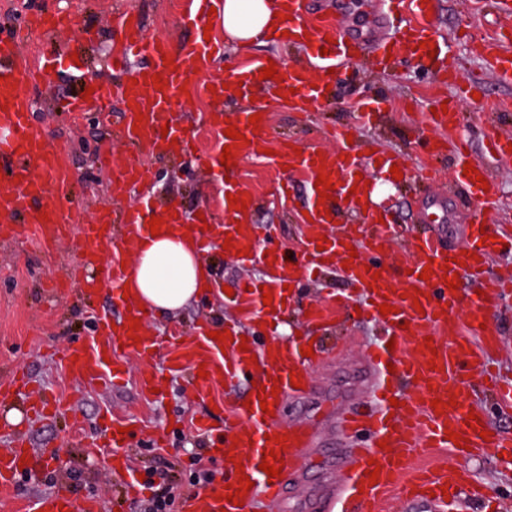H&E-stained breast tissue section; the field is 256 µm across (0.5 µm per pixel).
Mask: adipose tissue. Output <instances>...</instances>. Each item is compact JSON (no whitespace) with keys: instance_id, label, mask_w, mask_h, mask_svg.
<instances>
[{"instance_id":"1","label":"adipose tissue","mask_w":512,"mask_h":512,"mask_svg":"<svg viewBox=\"0 0 512 512\" xmlns=\"http://www.w3.org/2000/svg\"><path fill=\"white\" fill-rule=\"evenodd\" d=\"M279 0H224V33L229 44L248 45L281 36L286 23ZM211 271L195 234L184 226L137 238L128 269L130 300L159 313L176 312L203 295Z\"/></svg>"}]
</instances>
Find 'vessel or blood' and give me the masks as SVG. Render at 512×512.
<instances>
[{"label": "vessel or blood", "instance_id": "vessel-or-blood-1", "mask_svg": "<svg viewBox=\"0 0 512 512\" xmlns=\"http://www.w3.org/2000/svg\"><path fill=\"white\" fill-rule=\"evenodd\" d=\"M288 40L316 55L314 67L277 62L274 81L279 99L298 111L318 103L334 84L335 69L356 64L364 54H371L376 67L387 68L391 62L404 58L433 72L437 82L457 88L455 99L434 97V114L427 124L442 132H454L461 123L460 104L471 98L477 86L465 81L450 53L446 39L435 23V0H379L381 16L394 25L393 36L364 37L351 30L343 18L327 16L311 18L306 0H286ZM222 0H188L185 17L198 28H205L210 8L222 7ZM111 19L119 33V48L110 59L114 74L122 81L115 88L123 110L118 130L128 144L125 164L114 176L112 196L124 195L130 184H145L153 171L145 160L146 151L182 153L196 156V138L172 126L173 104L183 89L193 86L194 77L210 59L220 58L224 47L218 42L175 47L169 40L152 37L139 13L131 10L125 0H118ZM70 14L46 11L43 7L26 8L16 22L0 29V223L7 237H14L22 226L33 227L42 245H50L73 224L70 208L50 202L52 193L63 192L72 174L61 151L52 145L34 119L31 88H55L63 71L80 74L90 66L89 58L80 64L59 62L48 66L32 61L22 44L36 30L51 35L69 27ZM512 22L497 28L492 36L477 40L476 52L497 80L512 84ZM138 68H131L132 60ZM211 101L212 111L206 113L208 128L223 133L224 98L222 81H213L201 88ZM385 101L367 99L354 120L333 130L334 148L323 147L320 141L295 147L288 144L273 157L281 169L306 176L311 186V200L297 222L302 230V250L311 270H336L345 282L349 301L356 303L365 321L375 322L384 330L387 340L396 338V330L407 326L409 333L422 336L448 334L446 343L436 349L420 347L412 353L389 350L384 345L371 348L364 358L366 387L374 410L369 419L349 414L337 421L339 437L368 433L369 443L355 448L347 456L345 471L331 489L334 512H376L382 497L399 489L405 512H448L457 505L460 494L469 485L468 474L448 463L409 471L408 458L423 448H453L448 433L460 434L472 450L490 449L512 457V433L496 427L487 409L474 402V379L487 378L493 387L495 405L504 415L512 413V380L504 381L488 371L490 354L498 349L500 340L485 330L491 317L502 312L503 303L512 299V280L493 274L491 263L500 251L497 242L481 238V227H466L467 243L463 251L447 253L440 244L441 236L431 231L413 237L406 246V271L391 273L385 262L396 236L387 210L374 198L370 185L351 186L345 175L358 167V153L363 145L361 129L372 127L384 117ZM234 127L239 138L225 137L235 161L262 156L269 131L268 116L251 122L249 113H242ZM485 156L472 158L464 146H456L455 167L449 188H461L467 197L482 204L494 203L498 179L493 164L512 163V134L493 136L484 147ZM380 175H389L391 168H405L401 154L382 144H374L370 155ZM472 163L476 175H465V163ZM331 179L329 198H322L315 183L319 175ZM256 199L246 196L244 205H232V215L239 224L224 223V234L230 235L228 255L238 256L241 265L263 264L267 276L263 280L238 281L231 301H250L258 315L273 317L283 309L287 285L293 284L295 267L286 262L281 247L257 253L253 243L259 234L258 225L250 221ZM161 221V230L181 222L177 208H163L143 201L133 208L102 207L94 222L81 225L74 248L79 257L74 267L81 292L85 297L99 294L104 281H111L116 291H123L127 278L125 255L132 251L141 226L151 218ZM111 252L112 264L106 275H99L100 257ZM454 286H447V278ZM271 289V303H264V289ZM393 306L391 314H381L380 305ZM468 306L471 334L479 342L463 337L457 313ZM96 334L70 341L62 352L66 370L91 383H110L123 378L125 366L112 359V352H139L150 345L146 334L147 314L134 308L123 310L119 317L93 314ZM210 327H201L189 355L172 353L171 371H179L183 363L204 366L206 375L198 379V388H206L208 376L222 373L231 388H243L244 400L237 403L234 419L216 426L200 421L199 429L211 440H223L225 450L234 452L241 469L230 472L222 485L211 487L205 495L187 497L183 512H243L257 497L284 501L288 481L302 473L316 441L315 431L307 425L282 424L279 418L284 401L291 397L312 395L313 382L305 369L307 358L297 342L270 341L261 347L242 351L241 336L231 331L224 341L211 338ZM270 412H263V405ZM477 415L476 425H467L469 415ZM247 422L248 431H241L240 422ZM0 430L10 434L12 449L0 454V488L14 487L22 470L32 469L35 453L29 452V439L22 429L0 420ZM133 434L117 430L105 433L95 451L104 457L108 467L121 469L125 475L126 495L139 491V473L127 459V448ZM275 452L281 470L269 478L262 470L265 452ZM377 464V480H369L370 464ZM239 494L238 502H230V494ZM98 501H80L74 494L59 489L39 496L33 512H99Z\"/></svg>", "mask_w": 512, "mask_h": 512}]
</instances>
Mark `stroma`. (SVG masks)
<instances>
[{
    "mask_svg": "<svg viewBox=\"0 0 512 512\" xmlns=\"http://www.w3.org/2000/svg\"><path fill=\"white\" fill-rule=\"evenodd\" d=\"M147 21L149 35L164 37L174 45L193 41L199 30L182 21L183 0H126ZM310 9L319 15L343 14L346 20L363 25L366 30L379 25L378 0H309ZM110 0H83L73 25L54 39L33 33L27 45L31 59L49 58L62 51L80 53L94 60L82 77H63L55 92L34 93L36 119L46 137L62 152L73 173L69 187L72 205L80 223H91L98 208L110 203L109 173L97 164V154L106 150L114 165H121L124 145L114 140L112 124L88 114L74 118L56 109L53 97L75 93L82 82L100 86L103 103L109 112L116 113L120 104L114 97L115 77L108 65L110 49L117 38L110 30ZM486 0H436V21L442 34L452 39L453 51L464 59L466 73L482 68L470 45L455 41L462 23H469L477 32H487ZM275 55L292 64L302 56L301 50L287 41L252 44L245 48L225 47L221 60L199 73L200 84L219 79L225 74L245 67L260 56ZM256 104L271 112V140L292 137L295 144L314 140L331 126L352 121L364 94L386 98L390 115L378 133L388 146L401 149L410 175H419L427 165L423 138L435 137L436 132L424 125L426 103L432 93V82L426 69L404 59L390 71L377 73L366 68L352 67L336 77L332 96L307 112L293 111L281 102L270 80L259 81ZM486 96L462 104L463 124L458 133L488 132L512 127V87L487 81ZM210 105L198 89L188 90L175 104L178 120L197 128L204 154L211 155L219 148L218 133L202 126V115ZM366 130V137H373ZM148 163L155 179L146 189H133L119 203L136 204L142 193H150L161 203L180 209L187 224H194L202 210H209L215 219H223L229 190L248 191L257 199L253 223L262 231L272 232L277 244L285 250L299 251L301 230L290 220L293 210L308 202L307 182L289 176L265 160L245 161L233 168H207L193 165L172 156H149ZM294 184L291 198L275 195L277 183ZM501 203L499 207L484 206L467 200L463 194L448 196L443 209L446 213L442 245L453 250L465 244L464 228L469 222H481L500 229L512 225V172L500 169ZM434 191L418 188L409 191L399 186H380L378 201L400 224L404 234L423 227V207L431 203ZM220 282L210 296L200 298L181 311L169 314L151 313L148 330L154 341L153 350L126 355L127 374L122 384L89 386L71 377L65 370L61 350L79 336L90 335L91 317L86 305L78 298L75 284L64 278L72 266L74 255L69 238H60L48 249L42 248L33 229H25L13 240H0V380L11 371L26 372L33 385L67 399L68 408L56 420L30 431L34 450L41 455L44 474L22 479L7 495L0 497V512H28L32 501L40 495L59 488L71 490L78 496L98 499L111 505L123 483V476L111 470L101 455L92 453L91 445L99 439L104 421L117 417L128 423L139 440V447L130 449L132 465L144 468L156 454L177 460L183 475H190L196 453L193 439L196 422L204 416L223 417L225 408L236 400V394L224 383H215L208 394L195 390L189 369L167 372L170 347L165 340L169 333L178 332L179 339L195 340L201 324L238 326L249 336H272L280 340L302 335L314 340L317 346L341 349L340 357L312 367L309 375L316 391L309 399H288L282 414L283 423H304L320 429L322 438H329L340 411L361 406L364 390L359 386V370L364 352L377 342L378 326L339 314L332 325L307 321V309L327 304L344 292L343 281L335 272H325L316 279L300 275L290 293V303L276 319L245 320L236 307L224 301V290L242 276L262 278L260 265L241 267L231 261L221 249H212L209 257ZM155 373L163 378L159 393L147 394L140 388V377ZM167 434L162 448L152 447L151 439ZM341 447H316L309 465L300 477L298 491L289 496L287 508L277 506H247L245 512H330L323 489L336 483L341 470L337 456ZM458 464L482 482L487 502L474 505L461 502L458 512H512V459L499 458L493 453L458 457Z\"/></svg>",
    "mask_w": 512,
    "mask_h": 512,
    "instance_id": "1",
    "label": "stroma"
}]
</instances>
